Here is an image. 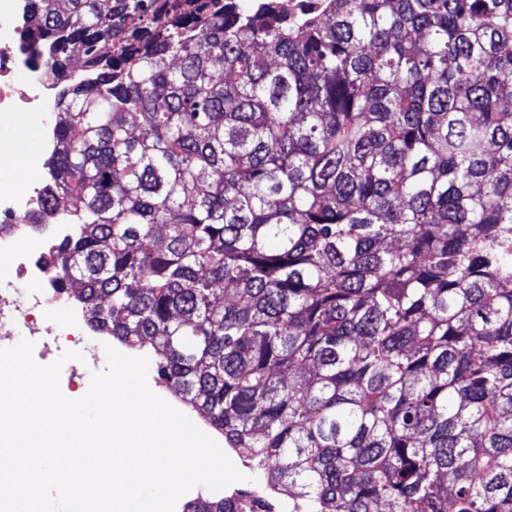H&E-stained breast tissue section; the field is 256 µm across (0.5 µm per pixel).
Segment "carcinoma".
Instances as JSON below:
<instances>
[{"label": "carcinoma", "mask_w": 512, "mask_h": 512, "mask_svg": "<svg viewBox=\"0 0 512 512\" xmlns=\"http://www.w3.org/2000/svg\"><path fill=\"white\" fill-rule=\"evenodd\" d=\"M280 2L29 0L54 288L288 512H512V0ZM92 344L97 345L101 350H104V344L110 345L117 351H119L122 354H125L127 356L132 357H146L149 360V369H148V385L149 388L153 393L164 399L166 402H168L171 406H173L175 409L182 412L184 411V414L188 416L190 419L197 420L201 427L200 430L205 432L207 435H209L211 438H213L216 442L223 445L224 448V437H222L220 434L216 433L215 431L207 428L202 421L201 417L194 412L191 408H188L184 406L182 403H180L174 395L166 388L165 384L162 383V381L158 378L157 371H156V365H155V356L152 351V349L149 346L144 347L141 350H133V349H127L123 345L117 343L116 341H112V337L110 336H97L94 338H91L89 340ZM223 440V442H222Z\"/></svg>", "instance_id": "carcinoma-1"}]
</instances>
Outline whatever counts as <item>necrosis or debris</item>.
I'll return each mask as SVG.
<instances>
[{"label":"necrosis or debris","instance_id":"1","mask_svg":"<svg viewBox=\"0 0 512 512\" xmlns=\"http://www.w3.org/2000/svg\"><path fill=\"white\" fill-rule=\"evenodd\" d=\"M28 19L27 0H11L0 12V112L29 111L40 115L46 131H54L52 117L56 97L49 78L22 47L18 35ZM37 190L6 179L0 180V252L9 256L14 273L0 278V333L18 332L41 337L57 347H84L89 365H97L99 354L88 346L78 317L61 322L52 319L59 294L44 266L32 258L24 241L10 232L13 224L31 223L37 212ZM40 284L39 293L18 288V281Z\"/></svg>","mask_w":512,"mask_h":512}]
</instances>
